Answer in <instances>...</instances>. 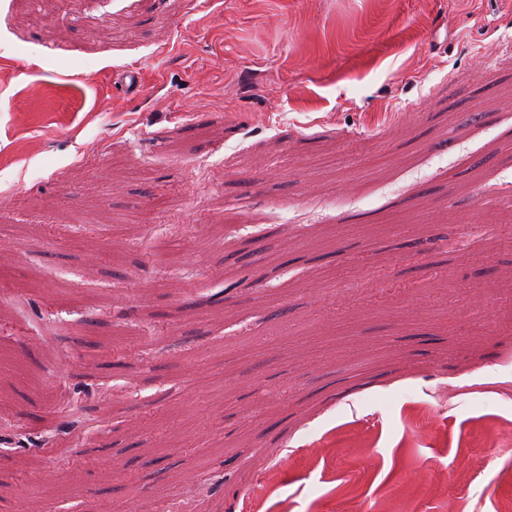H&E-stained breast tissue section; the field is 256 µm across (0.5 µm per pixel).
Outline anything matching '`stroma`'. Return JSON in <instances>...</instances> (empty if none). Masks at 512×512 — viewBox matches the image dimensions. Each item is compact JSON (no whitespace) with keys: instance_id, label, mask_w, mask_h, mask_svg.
<instances>
[{"instance_id":"obj_1","label":"stroma","mask_w":512,"mask_h":512,"mask_svg":"<svg viewBox=\"0 0 512 512\" xmlns=\"http://www.w3.org/2000/svg\"><path fill=\"white\" fill-rule=\"evenodd\" d=\"M471 225L512 229V0H0V512H512ZM155 249L165 257L171 268L175 269L183 265L184 249L176 240L168 237H158L155 241Z\"/></svg>"}]
</instances>
